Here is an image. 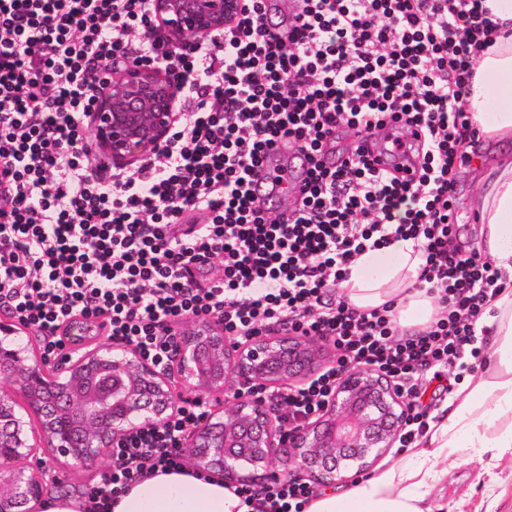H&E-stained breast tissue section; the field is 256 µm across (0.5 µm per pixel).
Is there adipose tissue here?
<instances>
[{
  "label": "adipose tissue",
  "instance_id": "adipose-tissue-1",
  "mask_svg": "<svg viewBox=\"0 0 512 512\" xmlns=\"http://www.w3.org/2000/svg\"><path fill=\"white\" fill-rule=\"evenodd\" d=\"M498 34L479 56L466 100L480 133L496 145L481 164L475 209L479 250L508 286L486 308L475 334L483 369L467 375L446 415L417 447L342 491H326L306 512H448L436 497L451 469L490 456L512 459V0H482ZM425 265L413 241L357 256L339 291L357 310L392 304L400 327L427 325L438 306L416 288ZM104 512H247L223 477L189 465L159 468L129 485Z\"/></svg>",
  "mask_w": 512,
  "mask_h": 512
}]
</instances>
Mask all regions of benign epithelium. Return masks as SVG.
I'll return each instance as SVG.
<instances>
[{
  "instance_id": "7a95c632",
  "label": "benign epithelium",
  "mask_w": 512,
  "mask_h": 512,
  "mask_svg": "<svg viewBox=\"0 0 512 512\" xmlns=\"http://www.w3.org/2000/svg\"><path fill=\"white\" fill-rule=\"evenodd\" d=\"M242 0H154L157 31L170 46L221 32ZM180 89L157 67L127 65L112 74L88 122L97 163L130 165L153 154L181 113ZM70 354L47 362L33 332L0 318V512H32L44 493V457L68 476L113 460L131 431L156 429L194 398L208 414L183 436L196 468L251 482L259 473L306 477L326 487L360 474L399 439L402 395L384 375L350 367L320 411L288 431L284 419L249 397L247 386L292 384L320 372L335 354L307 336L260 334L241 344L215 318L196 319L175 336L163 369L133 346L69 321Z\"/></svg>"
}]
</instances>
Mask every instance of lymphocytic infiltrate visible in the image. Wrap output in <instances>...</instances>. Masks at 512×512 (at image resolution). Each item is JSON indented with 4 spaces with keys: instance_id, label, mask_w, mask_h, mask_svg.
I'll use <instances>...</instances> for the list:
<instances>
[{
    "instance_id": "f902f5d3",
    "label": "lymphocytic infiltrate",
    "mask_w": 512,
    "mask_h": 512,
    "mask_svg": "<svg viewBox=\"0 0 512 512\" xmlns=\"http://www.w3.org/2000/svg\"><path fill=\"white\" fill-rule=\"evenodd\" d=\"M235 31L171 48L153 0H0V310L55 352L75 316L166 365L175 325L215 317L247 343L288 332L336 359L285 390L249 388L317 413L349 367L375 369L409 400L401 448L434 409L425 396L479 358L474 327L504 289L477 248L456 244L455 174L476 140L463 99L497 34L482 0H299L272 32L266 0H244ZM154 65L177 83L183 116L135 169L91 158L87 119L115 70ZM355 144L337 154L339 135ZM309 167L290 209L257 205L252 178L277 142ZM196 210L209 220L183 228ZM413 241L439 311L401 331L388 308L339 296L358 255ZM223 275L209 277L212 259ZM208 409L188 401L160 427L119 443L89 512L157 468L180 465L181 438ZM250 512H305L304 482L236 489Z\"/></svg>"
}]
</instances>
